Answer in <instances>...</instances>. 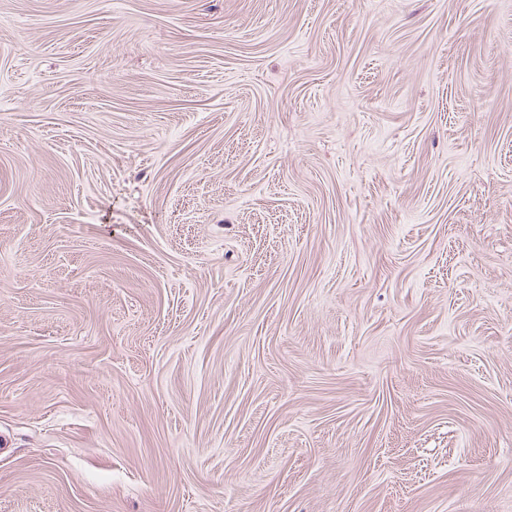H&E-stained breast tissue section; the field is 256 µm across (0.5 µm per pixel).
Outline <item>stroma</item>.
I'll return each mask as SVG.
<instances>
[{
    "instance_id": "obj_1",
    "label": "stroma",
    "mask_w": 512,
    "mask_h": 512,
    "mask_svg": "<svg viewBox=\"0 0 512 512\" xmlns=\"http://www.w3.org/2000/svg\"><path fill=\"white\" fill-rule=\"evenodd\" d=\"M0 512H512V0H0Z\"/></svg>"
}]
</instances>
